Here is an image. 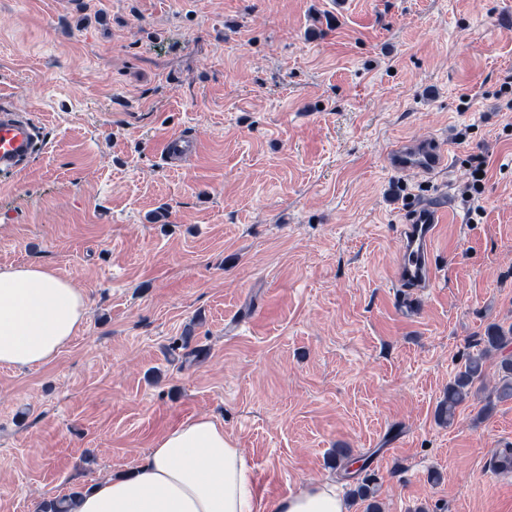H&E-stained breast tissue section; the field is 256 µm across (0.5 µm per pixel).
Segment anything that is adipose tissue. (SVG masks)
<instances>
[{"label":"adipose tissue","instance_id":"ef3b65f1","mask_svg":"<svg viewBox=\"0 0 512 512\" xmlns=\"http://www.w3.org/2000/svg\"><path fill=\"white\" fill-rule=\"evenodd\" d=\"M87 298L41 264L0 265V367L52 362L86 319ZM72 512H259L251 471L220 422L198 416L167 429L132 471L108 476ZM269 512H348L335 485L316 483Z\"/></svg>","mask_w":512,"mask_h":512}]
</instances>
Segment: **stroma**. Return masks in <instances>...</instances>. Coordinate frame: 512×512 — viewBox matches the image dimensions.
I'll return each mask as SVG.
<instances>
[{
    "instance_id": "stroma-1",
    "label": "stroma",
    "mask_w": 512,
    "mask_h": 512,
    "mask_svg": "<svg viewBox=\"0 0 512 512\" xmlns=\"http://www.w3.org/2000/svg\"><path fill=\"white\" fill-rule=\"evenodd\" d=\"M508 80L512 0H0V108L45 138L0 176V264L89 303L54 361L0 368V512L126 472L200 415L265 501L328 481L351 512L363 484L383 512H512L498 354L436 417L487 328H512ZM184 131L200 150L170 167ZM429 137L446 171L388 168ZM442 194L436 282L409 302L397 227ZM159 150L164 159L176 163L189 155L196 154L198 142L190 133L174 135L164 139Z\"/></svg>"
}]
</instances>
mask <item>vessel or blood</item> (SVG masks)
Wrapping results in <instances>:
<instances>
[{
  "instance_id": "b4317fda",
  "label": "vessel or blood",
  "mask_w": 512,
  "mask_h": 512,
  "mask_svg": "<svg viewBox=\"0 0 512 512\" xmlns=\"http://www.w3.org/2000/svg\"><path fill=\"white\" fill-rule=\"evenodd\" d=\"M43 146L42 132L32 119L20 112L0 109V172L22 171ZM197 151L198 142L189 133L167 137L160 145L161 156L173 163ZM386 160L388 167L396 171L434 173L447 168L449 156L439 141L410 138L393 146ZM447 214L448 200L443 197L417 206L398 226L402 251L393 275L397 287L423 290L432 286L435 270L431 255L439 226Z\"/></svg>"
}]
</instances>
